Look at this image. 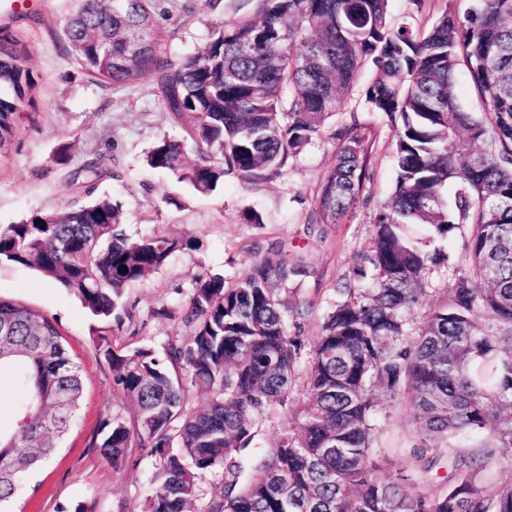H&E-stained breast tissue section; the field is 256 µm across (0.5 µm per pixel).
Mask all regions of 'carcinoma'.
<instances>
[{"label": "carcinoma", "mask_w": 512, "mask_h": 512, "mask_svg": "<svg viewBox=\"0 0 512 512\" xmlns=\"http://www.w3.org/2000/svg\"><path fill=\"white\" fill-rule=\"evenodd\" d=\"M256 2L257 17L215 27L202 51L177 63L161 52L153 0H78L60 42L99 85L152 78L164 109L188 121L197 160L186 163L187 144L164 139L146 165L201 195L226 176L256 182L284 167L346 111V92L369 67L364 103L396 132L394 189L375 206L370 241L336 282L314 342L302 325L315 300L281 296L307 274L287 257L257 260L230 285L197 274L183 317L191 334L161 355L100 342L134 416L104 419L91 447L117 470L136 465L134 448L158 459L139 512H512V477L485 480L492 464L512 463V0L447 9L426 32L393 22L389 0ZM133 31L144 41L137 53ZM28 60L18 33L1 27L0 152L32 102ZM461 73L478 114L458 102ZM332 139L311 224H337L371 200L377 131L353 112ZM106 171L99 156L73 172L87 200L0 227V263L57 282L120 327L125 290L193 244L125 234L121 205L94 195ZM411 224L462 238L461 251L425 249ZM441 264L453 285L431 305ZM416 308L419 323L405 317ZM4 371L20 397L11 425L0 426V512H24L19 488L75 425L85 377L55 319L0 299ZM194 391L210 394L206 407L190 405ZM377 393L409 399L417 426L414 469L384 480L375 476ZM276 408V439L244 476L242 455ZM445 455L448 474L430 481ZM211 472L221 487L200 511Z\"/></svg>", "instance_id": "carcinoma-1"}]
</instances>
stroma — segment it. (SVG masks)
Wrapping results in <instances>:
<instances>
[{
    "label": "stroma",
    "instance_id": "stroma-1",
    "mask_svg": "<svg viewBox=\"0 0 512 512\" xmlns=\"http://www.w3.org/2000/svg\"><path fill=\"white\" fill-rule=\"evenodd\" d=\"M70 6V0H31L13 25L29 44V68L37 87L33 104L17 114L18 133L8 153L0 157V225L81 200L72 170L93 155L105 154L111 162L98 192L121 203L130 235L157 234L196 244L125 291L123 324L110 337L115 349L159 351L168 340L188 336L182 317L194 277L208 270L230 283L260 258H301L308 274L299 294L315 299L317 311H325L336 281L350 271L355 252L371 235L372 213L360 206L338 224L309 221L316 183L334 160L333 126H326L268 180L245 184L228 176L212 194H197L144 162L157 141L186 137L185 124L164 110L151 80L105 88L81 74L62 53L58 36ZM255 12V0H156L155 18L165 34L163 50L176 62L201 50L214 27L232 25ZM347 101L349 111L377 129L371 190L375 201L385 200L394 181V131L367 112L361 88L350 90ZM68 143L73 146L71 160L63 165L57 155ZM249 213L261 215V223H247ZM0 298L55 318L86 376L77 426L54 461L26 482V512H58L78 504L93 512H137L155 458L139 451L135 468L116 470L90 446L102 419L131 416L126 396L114 389L112 372L95 348L100 323L59 284L21 265H0ZM415 438L408 401L382 409L375 445L382 462L378 478L408 469Z\"/></svg>",
    "mask_w": 512,
    "mask_h": 512
}]
</instances>
